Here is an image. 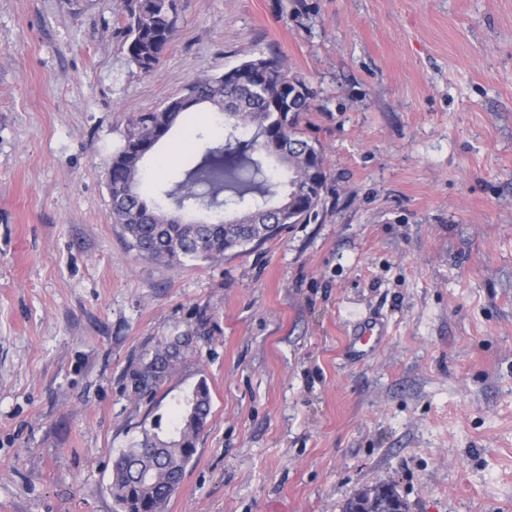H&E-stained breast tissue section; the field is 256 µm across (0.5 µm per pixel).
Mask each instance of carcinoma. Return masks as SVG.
I'll return each instance as SVG.
<instances>
[{
	"instance_id": "1",
	"label": "carcinoma",
	"mask_w": 512,
	"mask_h": 512,
	"mask_svg": "<svg viewBox=\"0 0 512 512\" xmlns=\"http://www.w3.org/2000/svg\"><path fill=\"white\" fill-rule=\"evenodd\" d=\"M179 19V0H125L118 27L122 50L144 74L153 73L170 45ZM316 91L302 76L292 74L276 56H258L216 77L193 81L162 106L138 113L129 123L124 142L112 154L106 179L115 223L122 226L130 247L144 259L166 265L210 261L226 253L261 244L287 224H308L324 204L328 174L322 145L301 129ZM208 104L224 121V143L208 142L179 179L156 192L149 205L142 197L144 160L179 120L195 107ZM180 211L208 206L216 216L233 215L221 224L168 222L161 202ZM159 344L151 360L141 359L129 372L132 390L157 393L183 356L156 360L168 352ZM210 413V392L201 380L186 396L164 438L147 432L143 439L112 460L110 491L116 512H166L179 488ZM154 471L155 491L132 485L127 473L135 463Z\"/></svg>"
}]
</instances>
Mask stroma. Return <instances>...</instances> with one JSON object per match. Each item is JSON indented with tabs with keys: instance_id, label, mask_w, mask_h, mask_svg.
Masks as SVG:
<instances>
[{
	"instance_id": "stroma-1",
	"label": "stroma",
	"mask_w": 512,
	"mask_h": 512,
	"mask_svg": "<svg viewBox=\"0 0 512 512\" xmlns=\"http://www.w3.org/2000/svg\"><path fill=\"white\" fill-rule=\"evenodd\" d=\"M123 4L0 0V512H115L114 455L202 380L167 512H341L380 483L408 512H512V0H180L151 75ZM260 55L320 92L319 217L213 263L138 257L105 178L130 120ZM199 130L204 109L154 183ZM183 334L135 394L129 367ZM169 349V342L159 343L154 349L153 354H146L129 372L130 385L132 390L139 395L156 394L163 386L165 381L171 375L176 363L184 355L186 351L177 352L173 359L167 360L161 369L157 370L153 367L157 359L164 358ZM151 357L150 359H148ZM147 359V360H146ZM152 359V360H151ZM151 360L147 363V361Z\"/></svg>"
}]
</instances>
